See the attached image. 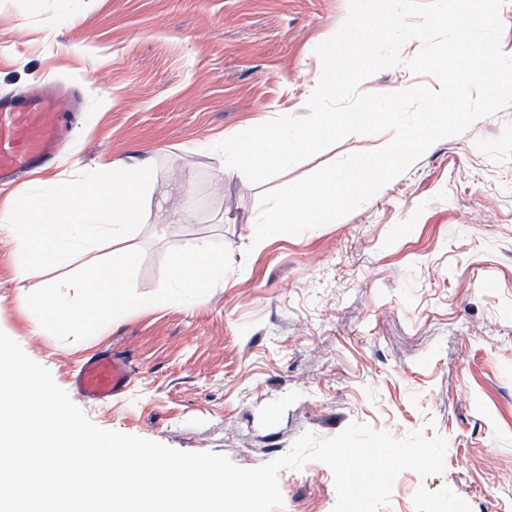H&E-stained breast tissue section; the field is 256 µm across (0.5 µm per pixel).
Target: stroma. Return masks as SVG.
<instances>
[{"label":"stroma","mask_w":512,"mask_h":512,"mask_svg":"<svg viewBox=\"0 0 512 512\" xmlns=\"http://www.w3.org/2000/svg\"><path fill=\"white\" fill-rule=\"evenodd\" d=\"M349 0H0V95L64 84L81 112L57 165L0 201L111 163L153 167L135 288L169 249L225 245L232 268L202 302L153 303L83 340L34 329L19 292L110 253L100 244L27 277L0 234V332L46 367L98 427L253 468L302 435L350 424L447 441L444 470L407 469L381 512H512V106L441 139L337 223L255 242L261 196L381 135L351 134L260 183L209 148L237 129L307 113L317 46ZM401 64L359 86L440 81ZM112 347L133 363L106 404L74 395L80 363ZM276 512H334L320 461L279 474Z\"/></svg>","instance_id":"1"}]
</instances>
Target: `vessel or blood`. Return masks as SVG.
<instances>
[{"label":"vessel or blood","mask_w":512,"mask_h":512,"mask_svg":"<svg viewBox=\"0 0 512 512\" xmlns=\"http://www.w3.org/2000/svg\"><path fill=\"white\" fill-rule=\"evenodd\" d=\"M67 120L61 93L52 86L0 97V182L15 180L53 161ZM133 372L128 357L107 350L80 366L73 386L83 399L104 404L128 387Z\"/></svg>","instance_id":"1"}]
</instances>
